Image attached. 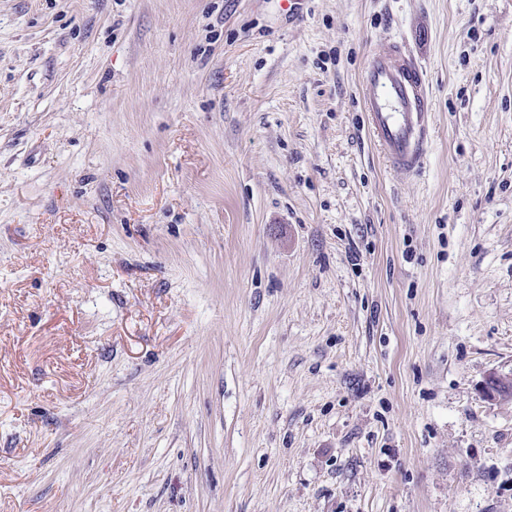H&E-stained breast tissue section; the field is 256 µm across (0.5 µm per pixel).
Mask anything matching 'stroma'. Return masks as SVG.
<instances>
[{
	"label": "stroma",
	"mask_w": 512,
	"mask_h": 512,
	"mask_svg": "<svg viewBox=\"0 0 512 512\" xmlns=\"http://www.w3.org/2000/svg\"><path fill=\"white\" fill-rule=\"evenodd\" d=\"M493 371L512 0H0V512H512ZM367 130L387 164L412 175L431 143V99L417 59L398 43L371 54L361 72Z\"/></svg>",
	"instance_id": "35a3bbf8"
}]
</instances>
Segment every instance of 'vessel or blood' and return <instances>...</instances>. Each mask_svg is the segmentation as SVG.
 <instances>
[{
    "mask_svg": "<svg viewBox=\"0 0 512 512\" xmlns=\"http://www.w3.org/2000/svg\"><path fill=\"white\" fill-rule=\"evenodd\" d=\"M367 130L387 164L412 175L431 143V99L417 59L397 43L371 54L361 72Z\"/></svg>",
    "mask_w": 512,
    "mask_h": 512,
    "instance_id": "b4317fda",
    "label": "vessel or blood"
}]
</instances>
